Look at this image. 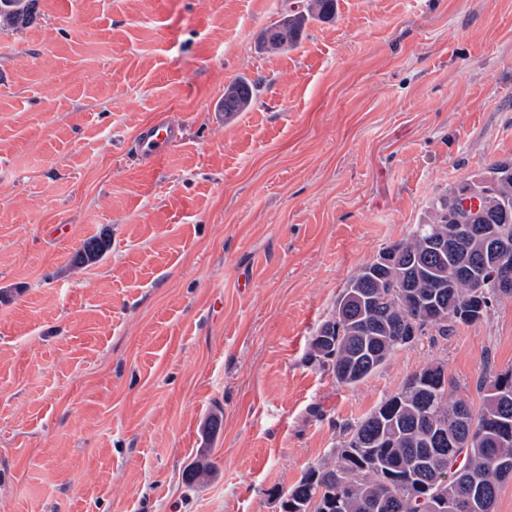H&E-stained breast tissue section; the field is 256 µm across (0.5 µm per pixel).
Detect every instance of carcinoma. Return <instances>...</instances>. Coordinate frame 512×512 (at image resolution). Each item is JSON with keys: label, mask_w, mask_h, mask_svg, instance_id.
I'll return each instance as SVG.
<instances>
[{"label": "carcinoma", "mask_w": 512, "mask_h": 512, "mask_svg": "<svg viewBox=\"0 0 512 512\" xmlns=\"http://www.w3.org/2000/svg\"><path fill=\"white\" fill-rule=\"evenodd\" d=\"M37 0H0V29L26 25ZM336 17V0H302L261 32L271 52L295 47L311 21ZM260 82L239 78L224 88V121L254 104ZM469 193L480 210L456 211L450 202ZM476 224H491L484 234ZM512 249V157L490 163L434 198L409 236L382 250L349 278L309 344V360L341 386L354 387L397 350L422 336L448 337L481 321L493 303L512 298L496 288L493 254ZM108 242H84L73 261L106 252ZM451 383L434 364L346 429L331 459L309 467L278 494L281 512H495L500 485L512 475V367L493 372L478 409L452 398ZM207 455L187 469L194 481L212 470Z\"/></svg>", "instance_id": "obj_1"}]
</instances>
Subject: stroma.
<instances>
[{
  "instance_id": "stroma-1",
  "label": "stroma",
  "mask_w": 512,
  "mask_h": 512,
  "mask_svg": "<svg viewBox=\"0 0 512 512\" xmlns=\"http://www.w3.org/2000/svg\"><path fill=\"white\" fill-rule=\"evenodd\" d=\"M288 2L38 0L0 30V512H280L411 374L476 408L512 366L510 298L352 388L308 360L359 266L512 157V0H337L260 51ZM159 115L187 138L147 165ZM260 82L249 80L248 78H239L229 84L224 89V103L222 112H224V122H229L234 117H238L240 112H247L254 104Z\"/></svg>"
}]
</instances>
